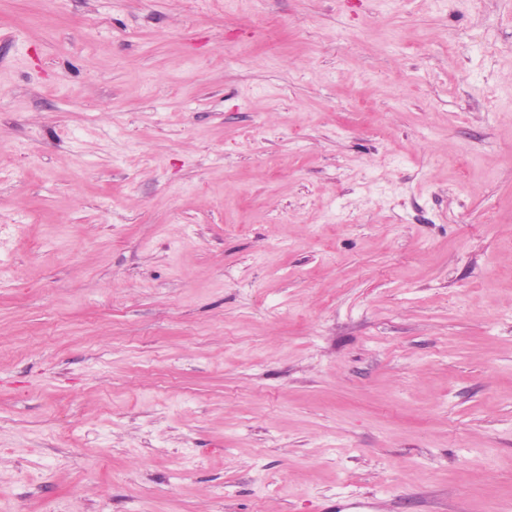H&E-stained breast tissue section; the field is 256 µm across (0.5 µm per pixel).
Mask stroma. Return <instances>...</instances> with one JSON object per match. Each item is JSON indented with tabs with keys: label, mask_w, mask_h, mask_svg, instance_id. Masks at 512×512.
<instances>
[{
	"label": "stroma",
	"mask_w": 512,
	"mask_h": 512,
	"mask_svg": "<svg viewBox=\"0 0 512 512\" xmlns=\"http://www.w3.org/2000/svg\"><path fill=\"white\" fill-rule=\"evenodd\" d=\"M512 512V0H0V512Z\"/></svg>",
	"instance_id": "35a3bbf8"
}]
</instances>
